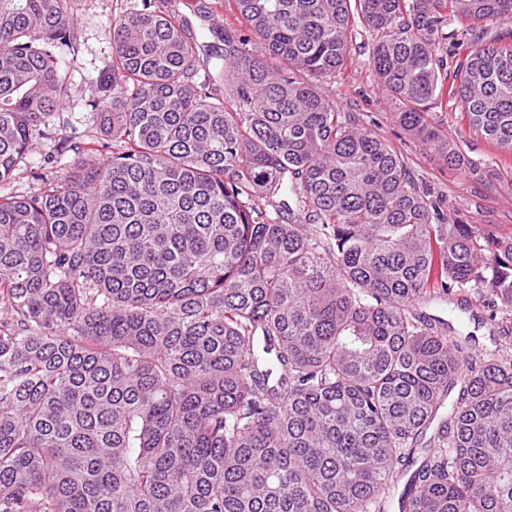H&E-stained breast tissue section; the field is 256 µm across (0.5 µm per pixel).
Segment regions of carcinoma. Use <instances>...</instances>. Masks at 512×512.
Returning a JSON list of instances; mask_svg holds the SVG:
<instances>
[{"mask_svg":"<svg viewBox=\"0 0 512 512\" xmlns=\"http://www.w3.org/2000/svg\"><path fill=\"white\" fill-rule=\"evenodd\" d=\"M231 2L247 34L203 62L187 20L129 7L100 137L0 195V512H372L400 482L398 512H512V355L473 364L418 312L468 285L512 306V236L446 223L320 87L373 32L404 130L498 180L427 116L446 85L512 155L508 37L442 55L448 16L511 23L512 0ZM76 41L67 0H0V185Z\"/></svg>","mask_w":512,"mask_h":512,"instance_id":"carcinoma-1","label":"carcinoma"}]
</instances>
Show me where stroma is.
Returning <instances> with one entry per match:
<instances>
[{"label":"stroma","instance_id":"stroma-1","mask_svg":"<svg viewBox=\"0 0 512 512\" xmlns=\"http://www.w3.org/2000/svg\"><path fill=\"white\" fill-rule=\"evenodd\" d=\"M132 0H69L68 10L77 21L78 37L74 52H63L62 64L70 71L67 94L59 106L50 136L37 140L25 155L16 179L0 187L4 195L30 196L43 186L48 174L43 158L61 138L75 134L96 139L91 102L112 93L113 20L129 8ZM158 7L189 20L191 32L200 45H218L217 25L231 16L229 0H156ZM372 36L359 30L353 37L350 58L336 78L322 88L360 124L379 134L405 158L418 184L432 196L445 201L448 221L471 224L498 236H512V180L493 185L476 180L468 171L448 167L436 154L424 150L397 121L399 101L378 86L370 59ZM430 123L454 138L467 155L496 166H512V157L502 154L473 134L447 89H440L438 102L429 110ZM420 312L448 321L456 335H472L476 341L472 357L492 350L500 327L512 325V307L493 304L482 288L454 290L450 299H434L420 305Z\"/></svg>","mask_w":512,"mask_h":512}]
</instances>
